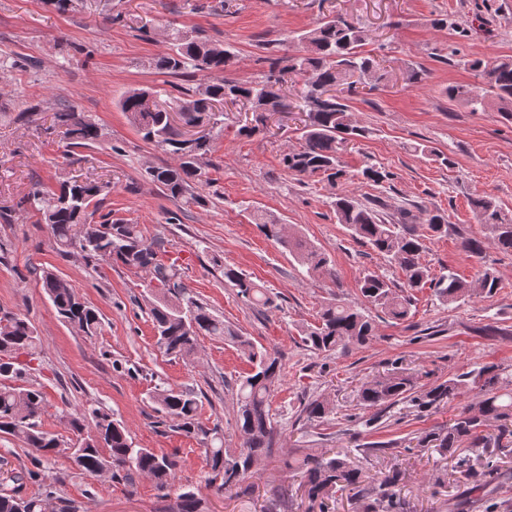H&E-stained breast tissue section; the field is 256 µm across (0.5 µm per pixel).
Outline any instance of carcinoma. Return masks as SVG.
I'll return each mask as SVG.
<instances>
[{
    "mask_svg": "<svg viewBox=\"0 0 512 512\" xmlns=\"http://www.w3.org/2000/svg\"><path fill=\"white\" fill-rule=\"evenodd\" d=\"M169 52L155 61L163 73L179 76L189 69L224 73L234 64L235 54L223 44L208 39L190 38L178 29L167 34ZM368 34L359 23L340 17L327 18L316 27L303 31L297 41L304 54L288 57V71L304 77L296 102L288 100L282 74L270 70L260 81L238 82L215 78L194 89L175 87L153 92L133 90L124 94L118 107L136 127L141 139L166 154L175 164L147 165L142 177L158 186L176 202L203 205L205 197L195 192L202 184V165L212 149V138L189 139L183 129L206 125L212 129L224 124L222 106L245 102L253 112V123L240 127L239 133L253 136L263 131L266 117L278 112H296L302 124L299 149L283 157L284 166L297 176L320 175L329 184L347 176L342 157L348 146L365 137L366 129L352 120L346 101L359 86L374 89L385 78L381 61L362 51ZM478 72L482 86H448V99L463 103L475 112H499L512 120V57L490 65L468 61ZM54 124L74 148L99 142L101 129L90 115L71 105L54 112ZM112 192L110 184L71 178L54 190L37 186L26 202L42 215L56 249L61 254L78 250L87 260L107 257L116 264L145 273L157 282L156 300L150 309L156 331V345L165 355L183 358L195 353L198 337L216 336L236 344L247 355L254 369L235 381V424L243 441L242 450L232 453L224 448V429L199 421V400L191 389L176 390L163 383L149 392L157 412L178 422L187 435L199 437L205 444L204 461L207 485L222 493L255 474L254 467L270 454L276 424L271 413V398L282 385L283 364L276 352L259 349L213 315L194 298L173 266L160 258L161 247L147 244L139 225L125 224L102 217L89 221L90 206H99ZM471 205L479 223L487 229L493 245L503 253H512V219L506 217L490 197L477 195ZM380 201L364 204L349 195H336L332 208L336 221L344 225L357 241L395 261L405 273L406 282L396 285L384 276L367 271L358 282L360 300L334 298L319 312L317 323L303 331L302 340L315 353H346L366 346L375 336V320L367 306L374 307L390 321L400 324L413 315V290L430 285L439 301L463 303L479 292L493 295L499 288L497 277L486 267L477 287L461 280L451 271L431 274L421 262L427 235L448 233V215L436 210L424 223L407 211L395 222L385 220ZM256 226L265 237L279 243L312 278H336L329 256L298 233L285 234L284 225L265 214L254 215ZM42 288L60 318L86 336L99 333L98 311L65 279L46 268L41 271ZM224 281L237 290L246 302L262 307L275 306V300L245 273L224 267ZM43 340L26 318L8 313L0 316V435L20 442L36 463L67 456L83 474L108 475L118 483L134 487L135 478L153 482L158 497L166 499L180 469L177 453H158L134 443L125 424L94 404L61 414L70 437L44 429L46 397L41 388L13 385L31 375L39 359ZM509 383L505 369L483 364L427 384L403 371L393 370L364 382L357 392V406L364 410L403 405L418 418L436 412L448 401L471 393L479 395L477 407H465L447 428L437 427L417 438V447L427 448L446 461L458 456L465 446L498 448L512 445V391H503ZM334 411L326 400L313 399L303 405L309 422L324 419ZM396 440L362 443L363 452L387 457ZM284 468L301 474L299 488L310 503L324 504L332 495L346 491L360 503L363 512H411L410 503L398 488V466L378 486L371 487L362 470L348 453L290 456L282 460ZM471 490L480 493L499 477V468L489 460L479 471L468 470ZM53 497L23 498L16 492L0 493V512H46ZM171 512H205L204 501L194 490L179 493Z\"/></svg>",
    "mask_w": 512,
    "mask_h": 512,
    "instance_id": "1",
    "label": "carcinoma"
}]
</instances>
